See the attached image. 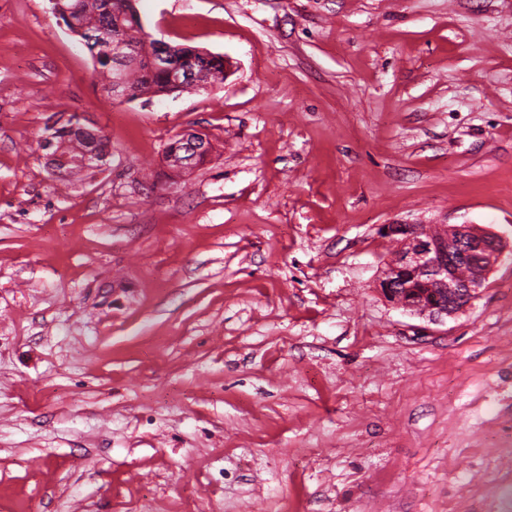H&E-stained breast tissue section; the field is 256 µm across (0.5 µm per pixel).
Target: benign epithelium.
<instances>
[{
  "instance_id": "obj_1",
  "label": "benign epithelium",
  "mask_w": 512,
  "mask_h": 512,
  "mask_svg": "<svg viewBox=\"0 0 512 512\" xmlns=\"http://www.w3.org/2000/svg\"><path fill=\"white\" fill-rule=\"evenodd\" d=\"M135 43L126 36L112 39V57L129 56ZM40 149L53 174L64 172L74 164L66 143L58 139V127L40 141ZM206 135L188 129L176 135L167 147L168 162L177 169L186 167L183 153L199 157L208 154ZM382 231L403 238L401 249L387 265L379 281V291L390 303L439 324L461 312L477 296L487 274L505 250L502 238L494 232L479 230L471 224H448L438 237L422 233L414 224H388ZM434 280L438 288L421 298L413 289L400 288L407 275Z\"/></svg>"
}]
</instances>
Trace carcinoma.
<instances>
[{
  "label": "carcinoma",
  "mask_w": 512,
  "mask_h": 512,
  "mask_svg": "<svg viewBox=\"0 0 512 512\" xmlns=\"http://www.w3.org/2000/svg\"><path fill=\"white\" fill-rule=\"evenodd\" d=\"M126 0H54V13L62 20H72V29L94 59V73L107 90H112V77L123 79L133 96H159L172 87L169 72L156 66V48L146 49L142 39L144 25L138 11L125 6ZM125 34L136 42L138 49L123 67L118 69L112 59L101 56V47L112 36ZM168 64L181 69H194L207 86L224 82V57L211 55L197 48L172 46ZM92 140L98 161L106 156L105 137L89 134L70 141L69 150L83 155L86 140Z\"/></svg>",
  "instance_id": "1"
}]
</instances>
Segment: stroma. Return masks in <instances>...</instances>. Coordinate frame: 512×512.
Here are the masks:
<instances>
[{
	"instance_id": "obj_1",
	"label": "stroma",
	"mask_w": 512,
	"mask_h": 512,
	"mask_svg": "<svg viewBox=\"0 0 512 512\" xmlns=\"http://www.w3.org/2000/svg\"><path fill=\"white\" fill-rule=\"evenodd\" d=\"M135 5L223 85L112 98L0 0V512H504L512 252L441 324L376 284L385 224L512 243V0ZM73 114L108 154L62 182ZM71 117V116H70ZM68 118L66 123L60 127H56V125L51 126L50 130H52V133L47 134L44 136L40 141V149L42 151H45L44 157L46 159V163L48 164V168L51 171L57 179L64 180L69 177V175L73 174H59L60 172H65L66 170H69L70 166L74 164V160L71 158V155L66 151V143L62 142L61 139L58 138V132L56 130H62L63 128L66 129V131H72L77 132L79 134H87V136L84 137V139H80L77 137L75 140L70 139L69 143V150L75 157H82L83 155V149L86 147L85 140H92L95 144L94 150L92 152H87L85 155V158L80 160L79 163L82 164L84 167H89L96 159V153L98 157V163L103 162L105 156H106V138L102 135L101 132H93L88 129L84 125H77L79 124V121L72 118ZM71 120L72 124H69V121ZM70 122V123H71ZM76 123V124H75ZM92 134V135H91ZM98 137L97 139L94 136ZM182 147V151L178 149V147ZM210 150V142L206 135L188 129L176 135L174 140L167 147L168 153V162L177 169L186 168L187 162H192V160L198 158L200 155H207ZM183 151H186V154H194V156L185 160L182 159Z\"/></svg>"
}]
</instances>
